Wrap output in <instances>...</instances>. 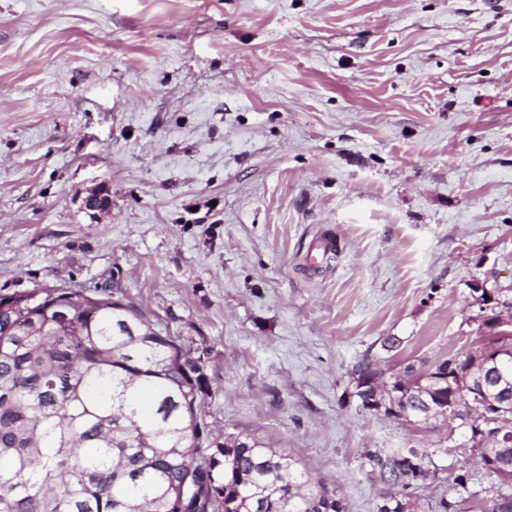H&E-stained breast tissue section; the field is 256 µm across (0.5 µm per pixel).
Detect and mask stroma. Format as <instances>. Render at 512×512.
Returning a JSON list of instances; mask_svg holds the SVG:
<instances>
[{
	"label": "stroma",
	"instance_id": "obj_1",
	"mask_svg": "<svg viewBox=\"0 0 512 512\" xmlns=\"http://www.w3.org/2000/svg\"><path fill=\"white\" fill-rule=\"evenodd\" d=\"M60 285L196 361L200 455L252 434L377 512L369 454L426 448L419 512H486L462 433L359 409L353 367L512 304V0H0V294ZM333 237L327 232H323L316 240L314 247L310 250L307 261L311 266L320 267L331 262L339 253L336 249V256L332 249Z\"/></svg>",
	"mask_w": 512,
	"mask_h": 512
}]
</instances>
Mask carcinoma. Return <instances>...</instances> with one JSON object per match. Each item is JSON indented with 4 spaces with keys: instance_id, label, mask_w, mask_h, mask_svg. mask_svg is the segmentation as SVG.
I'll return each instance as SVG.
<instances>
[{
    "instance_id": "obj_1",
    "label": "carcinoma",
    "mask_w": 512,
    "mask_h": 512,
    "mask_svg": "<svg viewBox=\"0 0 512 512\" xmlns=\"http://www.w3.org/2000/svg\"><path fill=\"white\" fill-rule=\"evenodd\" d=\"M508 337L483 350L448 355L427 369L409 364L372 405L366 386L383 371L366 358L353 368L359 408L410 423L449 403L468 409L471 385L483 380L493 405L511 408L512 364L500 373L471 369ZM170 336L150 327L132 305L72 288L0 294V512H346L335 492L297 458L251 434L224 435V467L194 463L202 441L197 409L206 393L198 368L181 362ZM470 451L489 476L488 512H512V447L478 435ZM380 480L399 488L379 512H413L410 489L431 452L396 448L370 453Z\"/></svg>"
}]
</instances>
